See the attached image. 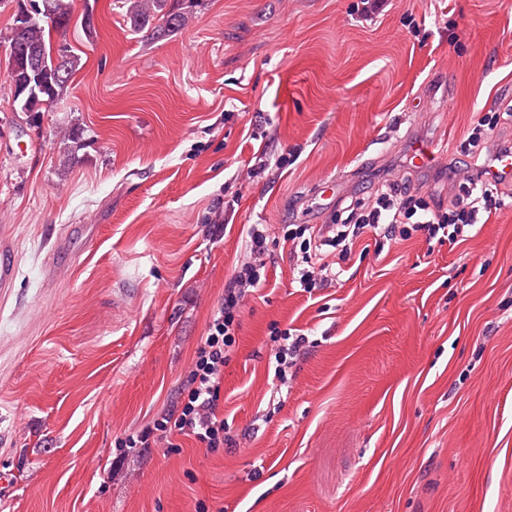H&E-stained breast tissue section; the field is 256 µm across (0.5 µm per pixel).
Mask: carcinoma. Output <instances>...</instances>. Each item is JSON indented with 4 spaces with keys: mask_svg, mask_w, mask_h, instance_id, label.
Masks as SVG:
<instances>
[{
    "mask_svg": "<svg viewBox=\"0 0 512 512\" xmlns=\"http://www.w3.org/2000/svg\"><path fill=\"white\" fill-rule=\"evenodd\" d=\"M198 0H132L126 11L131 31L143 33L153 39L163 38L179 31L187 12L197 6ZM50 15L28 22L20 35L21 45L41 51L46 56L54 52L53 36H66L72 19V0H49ZM79 58L69 53L64 56L62 71H49L40 77H28L20 73L9 76L12 86H27L35 97L37 108L26 113L30 124L42 112L43 101L53 104L67 93L72 76L77 71Z\"/></svg>",
    "mask_w": 512,
    "mask_h": 512,
    "instance_id": "obj_1",
    "label": "carcinoma"
}]
</instances>
